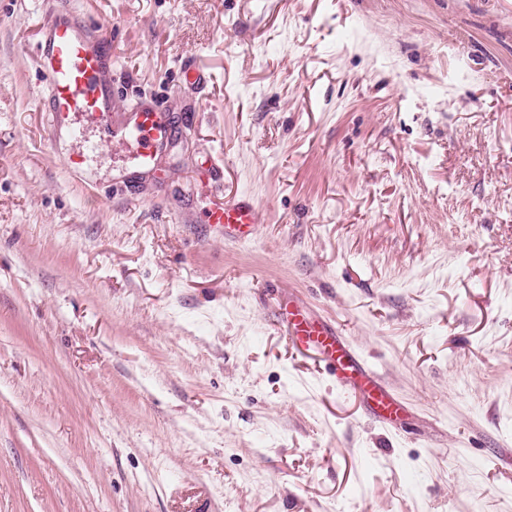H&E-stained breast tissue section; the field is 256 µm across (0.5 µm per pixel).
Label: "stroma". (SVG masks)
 <instances>
[{
	"mask_svg": "<svg viewBox=\"0 0 512 512\" xmlns=\"http://www.w3.org/2000/svg\"><path fill=\"white\" fill-rule=\"evenodd\" d=\"M48 6L0 0V512H512V0H55L180 127L122 186L133 145L46 124ZM290 292L397 429L294 358ZM266 217V212L245 194L225 195L223 200L211 201L207 211L209 226L223 233L224 240L232 242L254 237Z\"/></svg>",
	"mask_w": 512,
	"mask_h": 512,
	"instance_id": "stroma-1",
	"label": "stroma"
}]
</instances>
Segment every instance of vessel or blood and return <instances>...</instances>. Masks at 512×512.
<instances>
[{"mask_svg": "<svg viewBox=\"0 0 512 512\" xmlns=\"http://www.w3.org/2000/svg\"><path fill=\"white\" fill-rule=\"evenodd\" d=\"M42 36L36 59L49 90L45 110L50 129L70 127L78 114L111 113L112 96L105 84L112 65L107 40L90 35L82 24L63 18L44 28ZM110 135L135 145L136 171L143 174L154 169L159 152L170 145L175 130L160 104L136 102L123 109L122 119L111 125ZM266 217V212L245 194L211 202L207 211L209 226L232 242L254 237ZM275 327L292 354L318 367L341 395L359 399L376 421L397 424L402 406L334 321L290 297L279 303Z\"/></svg>", "mask_w": 512, "mask_h": 512, "instance_id": "vessel-or-blood-1", "label": "vessel or blood"}]
</instances>
